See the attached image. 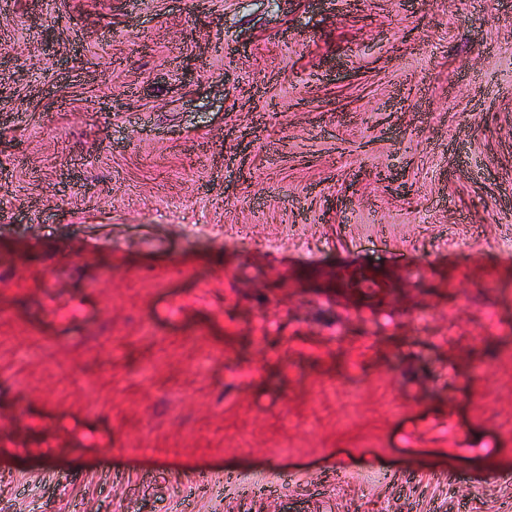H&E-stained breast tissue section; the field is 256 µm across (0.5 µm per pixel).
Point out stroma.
<instances>
[{
    "label": "stroma",
    "mask_w": 512,
    "mask_h": 512,
    "mask_svg": "<svg viewBox=\"0 0 512 512\" xmlns=\"http://www.w3.org/2000/svg\"><path fill=\"white\" fill-rule=\"evenodd\" d=\"M1 72L0 512H512V0H0Z\"/></svg>",
    "instance_id": "obj_1"
}]
</instances>
